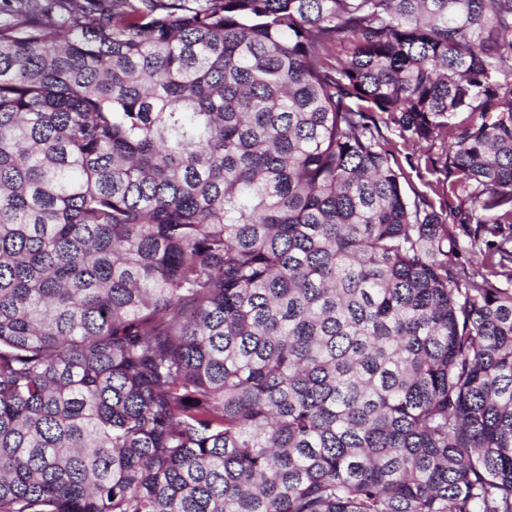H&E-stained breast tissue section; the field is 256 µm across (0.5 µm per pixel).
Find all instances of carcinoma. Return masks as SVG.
Returning a JSON list of instances; mask_svg holds the SVG:
<instances>
[{
  "instance_id": "cac0c4a2",
  "label": "carcinoma",
  "mask_w": 512,
  "mask_h": 512,
  "mask_svg": "<svg viewBox=\"0 0 512 512\" xmlns=\"http://www.w3.org/2000/svg\"><path fill=\"white\" fill-rule=\"evenodd\" d=\"M8 15L0 512H512V0ZM383 135L397 144L395 151V164L400 166L405 174L402 181V189L406 195L413 197L415 193L427 195L439 206V197L435 194L438 174H431L425 169L424 157L419 160L422 149L411 144H403L396 133L390 129L382 128Z\"/></svg>"
}]
</instances>
